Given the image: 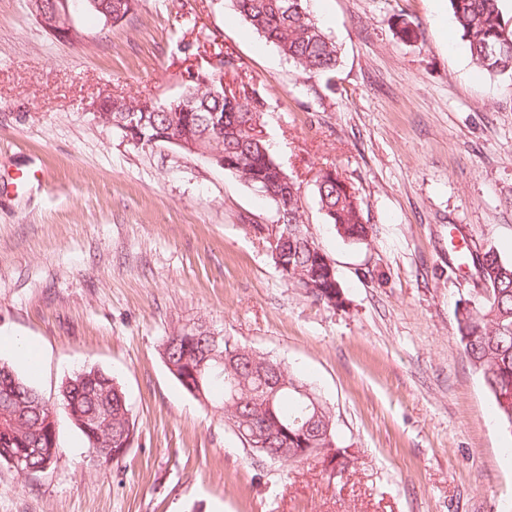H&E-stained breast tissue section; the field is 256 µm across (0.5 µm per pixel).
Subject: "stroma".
Returning <instances> with one entry per match:
<instances>
[{
    "instance_id": "obj_1",
    "label": "stroma",
    "mask_w": 512,
    "mask_h": 512,
    "mask_svg": "<svg viewBox=\"0 0 512 512\" xmlns=\"http://www.w3.org/2000/svg\"><path fill=\"white\" fill-rule=\"evenodd\" d=\"M318 2L340 62L310 77L227 0H137L112 26L78 9L70 42L30 0H0V339L36 345L18 373L54 405L66 376L109 371L137 426L105 463L60 418L48 470L0 464V512H512V430L456 338L478 283L448 245L457 227L512 260V76L473 65L448 0ZM223 54L225 83L267 102L344 307L283 281L253 232L276 220L269 199L174 146L133 147L90 109L170 101ZM326 169L354 187L368 241L326 224ZM200 321L316 389L355 450L346 477L251 454L182 388L161 343Z\"/></svg>"
}]
</instances>
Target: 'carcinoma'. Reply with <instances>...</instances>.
I'll return each mask as SVG.
<instances>
[{"instance_id":"carcinoma-1","label":"carcinoma","mask_w":512,"mask_h":512,"mask_svg":"<svg viewBox=\"0 0 512 512\" xmlns=\"http://www.w3.org/2000/svg\"><path fill=\"white\" fill-rule=\"evenodd\" d=\"M229 2L240 18L306 75L319 76L336 68V43L311 17L307 0ZM449 4L472 62L490 74L512 75V26L504 20L499 0H449ZM208 81L214 82V75L203 70L184 89L185 95L194 99L192 133H204L210 113H221L224 128L216 145L224 150V170L255 189L276 196L277 206L280 205L277 196L288 193V253L285 255L288 269L315 274L314 283L319 285L320 292L313 294L312 299L331 307V298L342 295V289L336 276L329 273L324 258L307 246L310 234L303 219L301 187L293 180L282 182V168L266 141L249 134L248 124L262 117L265 99L256 92L241 96L230 90L216 97L205 88ZM179 107L177 97L157 105L151 112H137V123L132 130L145 137L142 147H148L150 138L160 131L171 128ZM315 192L326 223L333 225L340 237L353 243L369 237L372 227L364 223L360 202L351 185L325 170L317 174ZM469 266L474 269L480 288L473 306L465 308L458 317V341L472 369L491 394L498 420L512 429V261L502 260L489 249L480 256L469 254ZM203 329L202 324L189 330L180 328L164 341L168 358L178 368L176 380L189 393L195 383L192 370L206 349L200 339ZM236 369L247 387L288 379V387L274 397L272 411L260 413L246 405L239 407L240 416L249 420L246 432L266 431L270 437L269 448H292L298 455L305 448L322 444L318 433L329 422L333 444L339 449L345 447L327 402L282 363L271 358L260 369L243 361L236 363ZM224 378V367H211L202 376V388L208 401L213 400L214 390H220L219 403L224 409V420L228 421L229 393ZM15 392L22 395L24 414L14 422L0 421V462L7 463L16 457L23 460L24 468L37 473L46 463L55 462L60 453L59 441L40 424L49 404L11 365L0 362V418L15 407V401L11 400ZM60 395L63 400L69 399L72 418L77 421L88 418V427L80 432L91 457L107 460L102 455L103 445L110 442L112 447L119 448L124 440L136 434L135 420L125 418L124 409L128 408L125 392L104 370L90 367L73 373L62 382ZM105 402L112 408L109 433L100 431L92 416Z\"/></svg>"}]
</instances>
